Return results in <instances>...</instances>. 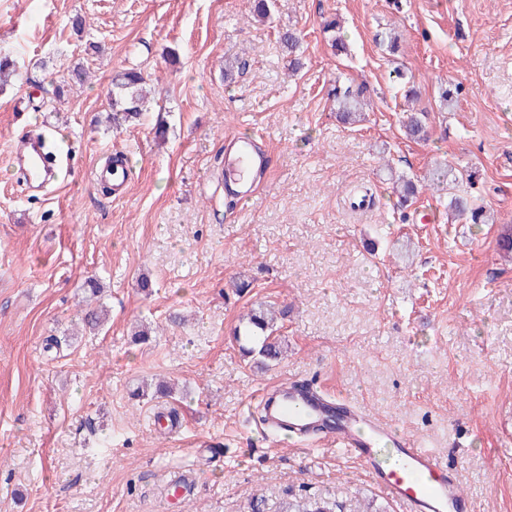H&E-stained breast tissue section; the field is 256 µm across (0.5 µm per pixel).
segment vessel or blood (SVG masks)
<instances>
[{
    "instance_id": "vessel-or-blood-1",
    "label": "vessel or blood",
    "mask_w": 512,
    "mask_h": 512,
    "mask_svg": "<svg viewBox=\"0 0 512 512\" xmlns=\"http://www.w3.org/2000/svg\"><path fill=\"white\" fill-rule=\"evenodd\" d=\"M17 159L29 178L45 183L52 169L42 162L37 138L24 137ZM269 156L250 139L227 137L224 144V187L241 186L260 177ZM266 427L336 448L357 461L370 480L403 512H474L460 490L461 474L441 462L437 451L421 438L400 431L365 407L329 397L321 388L300 381L262 392Z\"/></svg>"
}]
</instances>
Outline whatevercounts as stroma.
Segmentation results:
<instances>
[{
    "mask_svg": "<svg viewBox=\"0 0 512 512\" xmlns=\"http://www.w3.org/2000/svg\"><path fill=\"white\" fill-rule=\"evenodd\" d=\"M271 3L262 19L254 0H0V56L19 67L0 86V512H281L301 496L398 512L335 449L262 441L256 391L297 380L425 439L476 512H512V0ZM130 68L155 99L144 124L112 128L110 83ZM340 79L367 85L358 125L336 119ZM444 82L461 89L448 112ZM410 107L429 139L405 137ZM41 128L68 153L44 191L11 163ZM233 135L271 158L242 203L224 191ZM443 166L491 223L449 221L429 186ZM394 173L416 183L413 204ZM368 188V210L348 209ZM91 278L109 314L95 336ZM261 304L288 310V353L266 371L233 338ZM169 409L176 429L155 426ZM175 473L193 482L170 500Z\"/></svg>",
    "mask_w": 512,
    "mask_h": 512,
    "instance_id": "stroma-1",
    "label": "stroma"
}]
</instances>
